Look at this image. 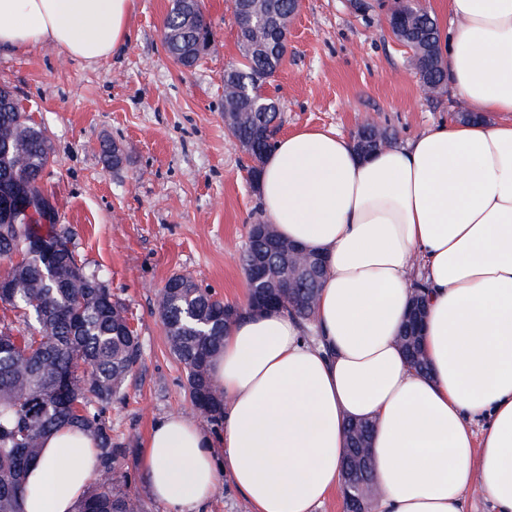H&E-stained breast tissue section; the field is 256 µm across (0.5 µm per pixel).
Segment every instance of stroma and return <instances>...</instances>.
<instances>
[{"label":"stroma","instance_id":"1","mask_svg":"<svg viewBox=\"0 0 512 512\" xmlns=\"http://www.w3.org/2000/svg\"><path fill=\"white\" fill-rule=\"evenodd\" d=\"M172 0H135L124 47L90 64L36 45L0 47V88L13 92L40 126L53 158L43 176L60 223L86 270L127 307L142 346L139 366L109 417L128 443L131 487L147 512L139 464L151 426L187 412L182 365L173 356L158 295L176 274L191 275L224 302L244 305L241 257L260 217L253 161L224 123V70L239 61L233 0H204L213 35L198 63L178 66L163 39ZM411 50L382 12L363 16L347 0H301L285 59L267 92L281 133L304 127L352 135L366 118L396 140L463 112L453 90L423 94ZM122 156L112 166L102 152Z\"/></svg>","mask_w":512,"mask_h":512}]
</instances>
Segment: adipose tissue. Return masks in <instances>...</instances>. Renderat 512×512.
<instances>
[{
  "label": "adipose tissue",
  "instance_id": "ef3b65f1",
  "mask_svg": "<svg viewBox=\"0 0 512 512\" xmlns=\"http://www.w3.org/2000/svg\"><path fill=\"white\" fill-rule=\"evenodd\" d=\"M135 0H0V45L44 43L94 63L128 39ZM442 56L474 121L427 127L369 156L330 129L279 138L263 217L317 250L314 319L267 310L224 334L222 449L184 414L151 428L141 468L172 512H201L230 475L254 512H315L343 489L350 420L374 424L378 512H467L475 487L512 512V0H448ZM427 286L423 352L396 342L413 278ZM223 455V466L214 458ZM97 450L52 432L22 512H75ZM420 335V331L406 326L404 333L401 336L400 346L402 347L411 366L419 372H425L427 370V364L419 348Z\"/></svg>",
  "mask_w": 512,
  "mask_h": 512
}]
</instances>
